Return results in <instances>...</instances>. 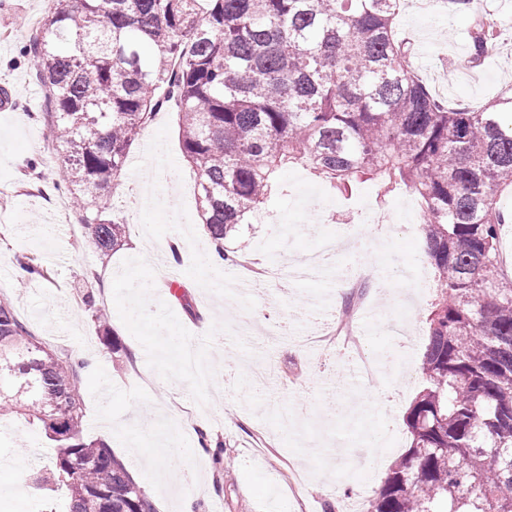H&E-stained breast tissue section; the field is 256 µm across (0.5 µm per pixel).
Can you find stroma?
Returning <instances> with one entry per match:
<instances>
[{"instance_id":"obj_1","label":"stroma","mask_w":512,"mask_h":512,"mask_svg":"<svg viewBox=\"0 0 512 512\" xmlns=\"http://www.w3.org/2000/svg\"><path fill=\"white\" fill-rule=\"evenodd\" d=\"M44 0H0V90L9 100L0 107V297L9 298L35 338L79 371L85 439L111 446L142 485L156 512H181L195 497L196 512H367L392 462L409 446L404 414L423 387L420 372L425 320L435 291L411 288L405 273L424 257L418 224L408 211L417 199L407 188L392 193L387 206L395 222L389 233L356 241L348 227L366 220L377 204L374 183L341 195L309 170L293 164L277 174L279 191L264 205L265 223L241 225L228 245L237 257L262 267L299 259L336 240L334 276L264 283L251 292L236 288L225 265L211 262L196 226L197 177L184 161L173 107L160 111L131 149L139 156L156 141L163 165L125 170L112 190L120 206L113 215L127 226V241L102 261L89 244L74 210L55 208L57 156L42 119L45 101L33 69L20 49L38 34L33 17ZM396 29L411 51V62L425 85L439 83L438 98L479 105L512 93V56L488 49L470 70L462 62L474 53L469 20L452 8L427 19L415 9L401 10ZM174 181L183 190L177 207H139L140 185ZM337 204L339 220L318 223L313 210L300 206L307 191ZM180 237L174 267L180 291L171 295L156 270L159 246ZM33 256L51 272L50 280L13 276L24 257ZM372 261L390 271L389 294L372 293L361 344L378 364L373 382L354 377L347 351H321L298 343L308 315L340 305L338 277ZM150 289L143 302L152 320L130 321L124 312L135 302L128 280ZM223 284L215 292L214 284ZM111 311L118 348L104 343L95 322L97 308ZM260 312L261 326L241 335L237 322ZM291 317L293 332L282 336L277 324ZM172 325L194 344L211 384L202 388L179 367V351L165 346L152 321ZM406 330L399 348L393 322ZM270 373L267 384L250 380L252 365ZM21 437L19 447H0V512H39L62 508L64 491L23 494L15 474L54 454L50 441L23 417L0 427V437ZM209 448H201L200 437ZM176 454L163 458L164 449ZM191 466L193 489L181 471Z\"/></svg>"}]
</instances>
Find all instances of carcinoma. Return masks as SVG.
<instances>
[{"mask_svg": "<svg viewBox=\"0 0 512 512\" xmlns=\"http://www.w3.org/2000/svg\"><path fill=\"white\" fill-rule=\"evenodd\" d=\"M401 0H50L24 50L46 91L56 188L70 195L99 257L126 224L106 218L113 182L169 100L196 208L224 239L300 164L341 192L404 186L423 213L435 268L425 386L404 422L408 449L368 512H512V280L501 228L512 211V96L450 108L409 65L394 20ZM478 60L493 40L477 0ZM77 368L0 299V420L16 414L56 443L29 477L64 486L65 512H155L124 463L80 430Z\"/></svg>", "mask_w": 512, "mask_h": 512, "instance_id": "cac0c4a2", "label": "carcinoma"}]
</instances>
